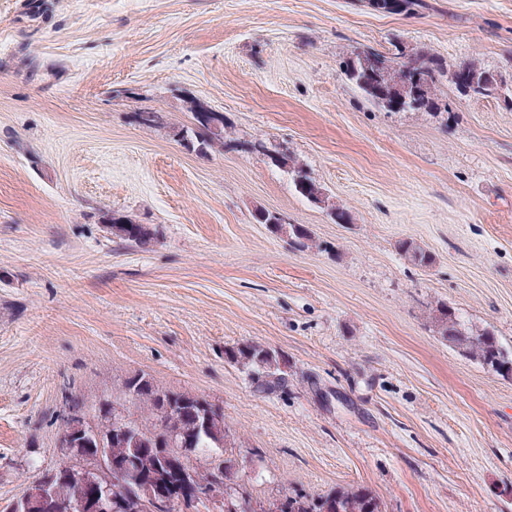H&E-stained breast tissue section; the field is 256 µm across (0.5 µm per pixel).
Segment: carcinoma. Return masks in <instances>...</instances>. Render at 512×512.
<instances>
[{"label":"carcinoma","instance_id":"1","mask_svg":"<svg viewBox=\"0 0 512 512\" xmlns=\"http://www.w3.org/2000/svg\"><path fill=\"white\" fill-rule=\"evenodd\" d=\"M421 0H380L375 11L387 14L412 13ZM405 49L399 48L392 54H384L368 48L357 51L348 57L344 74L363 97L371 104L383 109V96L402 81L400 58ZM413 55L418 62L421 83L411 95L408 110L432 111L438 108L437 85L441 78L448 77V83L459 88L458 78L462 75L470 79L471 96L495 97L504 92V80L475 64H463L449 69L435 56L425 50H415ZM196 121L195 128L186 130L182 138L186 148L199 154L224 147L226 125L213 126L208 116V108L196 102L191 108ZM252 150L268 157L277 166L287 167L292 175L295 191L306 199H311V191H322L312 180L303 166L285 152L272 150L262 141L251 145ZM120 221L107 224L112 236L131 246L146 247L154 240V232L144 224H139L125 213L119 214ZM400 249L409 261L418 266H428L432 257L413 241H404ZM433 322L439 334L454 347L478 360L487 369L502 376L512 374V352L507 351L489 330L473 333L461 321L455 310L444 301L437 302L433 309ZM224 359L246 370L257 378L265 391H273L283 381L280 377L281 357L278 352L254 342H243L224 350ZM124 388L138 392L134 400L140 416H122L109 410L99 420L97 428L102 435V447L112 449V456H119L123 462L121 480L112 482V510L126 512L120 502L127 501L137 492L133 479L141 472L151 473L159 464L148 449L156 447L155 438L171 432L175 442L171 447H180L187 440L194 452L183 457L178 465L191 471L200 482H208L216 476L215 468L197 464L200 455L224 454V480L227 481L228 497L231 506L238 512H274L275 503L286 498L278 494L265 499H255L244 481L239 479L240 459L234 455L238 447L235 435L227 424L224 411L212 404L210 411L213 420L205 427L200 422V396L190 391H170L156 386L145 374L136 373L126 378ZM171 396L180 409L175 420L165 416L162 398ZM307 502H288V509L281 512H385L384 503L373 490L365 485L338 486L323 494H301Z\"/></svg>","mask_w":512,"mask_h":512}]
</instances>
